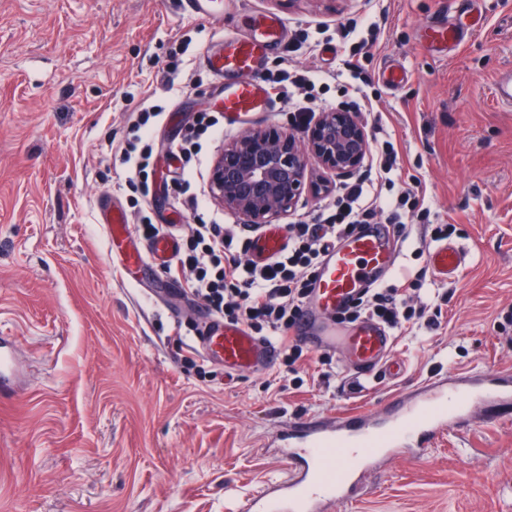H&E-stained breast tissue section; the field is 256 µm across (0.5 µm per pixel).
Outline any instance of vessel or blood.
<instances>
[{
  "instance_id": "b4317fda",
  "label": "vessel or blood",
  "mask_w": 512,
  "mask_h": 512,
  "mask_svg": "<svg viewBox=\"0 0 512 512\" xmlns=\"http://www.w3.org/2000/svg\"><path fill=\"white\" fill-rule=\"evenodd\" d=\"M184 11L198 19L220 15L218 0H182ZM286 23L276 17L257 21L252 36L225 37L218 48L203 57L206 68L222 86L224 122L247 127L270 111L272 99L259 79L264 59L285 39ZM103 222L110 243L130 232L125 213L106 210ZM286 245L281 227L266 229L249 246L253 260L262 262ZM176 250L173 238L162 237L145 250L125 253L122 262L140 268L170 260ZM401 251L389 224H365L331 247L318 269L311 303L292 330L312 349H341L349 355L354 378L381 372L396 376L402 366L392 357L393 339L372 321L338 329L335 318L342 308L365 289L394 271ZM463 253L454 243H442L431 251V264L440 277L458 272ZM198 344L203 354L220 361L231 372H261L271 367L278 351L252 336L241 324L216 322L202 312ZM485 398L512 401V372L502 370L487 380L451 376L426 383L412 397L400 396L387 404L384 415L371 419L353 415L343 419H304L290 425L282 438V455L290 475L276 485H266L248 497L242 512H327L352 498L362 477L378 462L409 447H421L442 433Z\"/></svg>"
}]
</instances>
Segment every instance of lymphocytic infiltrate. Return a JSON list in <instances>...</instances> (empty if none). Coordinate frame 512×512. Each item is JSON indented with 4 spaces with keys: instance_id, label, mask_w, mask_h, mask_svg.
<instances>
[{
    "instance_id": "lymphocytic-infiltrate-1",
    "label": "lymphocytic infiltrate",
    "mask_w": 512,
    "mask_h": 512,
    "mask_svg": "<svg viewBox=\"0 0 512 512\" xmlns=\"http://www.w3.org/2000/svg\"><path fill=\"white\" fill-rule=\"evenodd\" d=\"M162 114L152 105L138 113L120 151L130 180L145 177L153 158L152 130ZM219 120L212 113H198L189 138L179 143L174 155L180 172L173 189L184 196L191 211L200 201L192 190L191 173L201 151L200 136L212 135ZM370 174L343 187L334 210L321 224L298 223L287 227L288 246L269 261L257 264L247 259L248 243L231 224L198 220L183 234L172 272L181 276L184 292L202 303L215 318L244 324L260 334L263 342L277 346L282 360L295 364L303 348L288 332L308 304L313 292L314 271L325 249L350 234L358 225L372 223L378 212L388 214L398 239L409 236L404 209L414 199L413 189H404L396 201L378 205L369 193L375 180L393 181L397 153L391 141H383L372 155ZM412 281L381 285L367 291L352 308L339 315L342 323L370 318L388 328L403 329L425 320L430 306L415 299Z\"/></svg>"
}]
</instances>
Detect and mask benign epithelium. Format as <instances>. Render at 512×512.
Instances as JSON below:
<instances>
[{
	"label": "benign epithelium",
	"mask_w": 512,
	"mask_h": 512,
	"mask_svg": "<svg viewBox=\"0 0 512 512\" xmlns=\"http://www.w3.org/2000/svg\"><path fill=\"white\" fill-rule=\"evenodd\" d=\"M369 152L366 126L356 112L321 113L302 146L291 132L256 129L225 145L214 159L213 198L246 226L270 224L295 206L310 164L348 174Z\"/></svg>",
	"instance_id": "1"
}]
</instances>
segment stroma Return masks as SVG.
I'll return each mask as SVG.
<instances>
[{
    "label": "stroma",
    "instance_id": "35a3bbf8",
    "mask_svg": "<svg viewBox=\"0 0 512 512\" xmlns=\"http://www.w3.org/2000/svg\"><path fill=\"white\" fill-rule=\"evenodd\" d=\"M223 5V19L203 21L179 0H0V331L22 381L0 402V512H240L256 487L288 476L273 439L281 426L374 415L431 379L512 369V106L494 96L496 77L512 72V0ZM257 12L288 26L263 77L314 79L330 111L372 101L378 140L399 153L382 195L416 192L395 276H424L444 302L437 326L397 333L398 378L345 393L343 356L330 351L326 366L308 349L293 366L225 382L194 346V308L164 294L166 266L128 273L111 256L103 207L137 222L120 161L130 119L144 102L165 107L142 202L155 223H192L163 190L167 151L219 103L204 53L252 35ZM438 18L459 43L431 38ZM345 59L364 72L359 89L338 72ZM270 93L262 127L305 136L316 115L299 118L287 85ZM346 182L312 166L279 225L321 223ZM438 224L466 251L447 281L428 269ZM335 512H512V416L478 406L467 432L446 430L424 459L392 457Z\"/></svg>",
    "mask_w": 512,
    "mask_h": 512
}]
</instances>
